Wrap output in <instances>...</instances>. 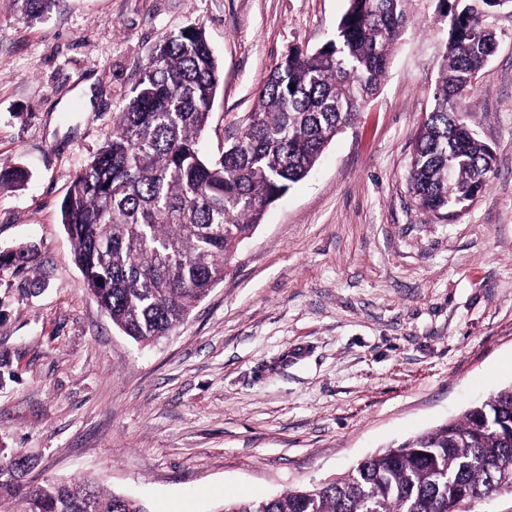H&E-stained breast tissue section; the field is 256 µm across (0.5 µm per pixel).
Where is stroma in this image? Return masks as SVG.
Instances as JSON below:
<instances>
[{"label": "stroma", "mask_w": 512, "mask_h": 512, "mask_svg": "<svg viewBox=\"0 0 512 512\" xmlns=\"http://www.w3.org/2000/svg\"><path fill=\"white\" fill-rule=\"evenodd\" d=\"M347 0H0V462L31 484L94 476L152 512L319 484L458 418L512 383V0L465 100L495 174L448 218L408 188L445 58L442 0H406L376 94L311 176L241 243L223 278L153 344L113 326L61 224L80 167L140 68L202 25L223 75L210 159L271 69L336 36ZM91 82L93 95L80 88Z\"/></svg>", "instance_id": "35a3bbf8"}]
</instances>
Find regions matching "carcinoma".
I'll return each instance as SVG.
<instances>
[{"instance_id":"obj_1","label":"carcinoma","mask_w":512,"mask_h":512,"mask_svg":"<svg viewBox=\"0 0 512 512\" xmlns=\"http://www.w3.org/2000/svg\"><path fill=\"white\" fill-rule=\"evenodd\" d=\"M348 2L335 40L296 47L270 71L257 110L224 137L217 160L201 149L223 81L204 27L168 36L143 65L112 135L61 207L89 292L126 336L155 342L184 321L267 208L309 175L375 94L406 22L405 0ZM446 17L445 64L408 174L420 206L442 217L481 192L495 166L462 102L496 33L471 5ZM23 467L0 464V500L16 501L18 512H151L88 477L28 487ZM503 492L512 493V385L330 482L229 500L217 512H454L462 499Z\"/></svg>"}]
</instances>
